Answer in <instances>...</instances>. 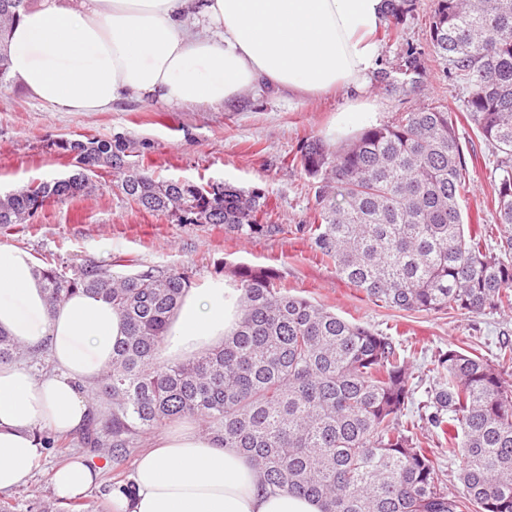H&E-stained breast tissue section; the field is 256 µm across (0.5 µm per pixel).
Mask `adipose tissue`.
<instances>
[{"mask_svg":"<svg viewBox=\"0 0 512 512\" xmlns=\"http://www.w3.org/2000/svg\"><path fill=\"white\" fill-rule=\"evenodd\" d=\"M386 0H38L9 35V76L58 112L121 100L229 105L246 89L304 100L339 90L345 112L378 106L370 84L383 47ZM241 318L223 283L187 289L160 351L164 363L223 344ZM0 330L23 348L48 347L56 370L35 378L0 364V492L24 484L44 453L35 431L71 433L94 403L86 388L112 360L125 326L111 304L77 293L49 308L31 256L0 246ZM83 459L55 469L54 494L82 495ZM131 491L113 487L111 512H322L319 502L262 489L235 448L179 421L135 461Z\"/></svg>","mask_w":512,"mask_h":512,"instance_id":"1","label":"adipose tissue"}]
</instances>
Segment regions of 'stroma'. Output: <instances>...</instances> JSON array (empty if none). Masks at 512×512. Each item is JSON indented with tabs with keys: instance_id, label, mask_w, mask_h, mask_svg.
Segmentation results:
<instances>
[{
	"instance_id": "1",
	"label": "stroma",
	"mask_w": 512,
	"mask_h": 512,
	"mask_svg": "<svg viewBox=\"0 0 512 512\" xmlns=\"http://www.w3.org/2000/svg\"><path fill=\"white\" fill-rule=\"evenodd\" d=\"M372 93L381 107L370 115L372 125L424 102L440 101L457 111V131L471 174L461 206L465 214L494 223L492 171L497 153L474 133L462 113L471 88L456 86L433 66L422 93L409 95L380 86ZM343 105V95L336 92L306 101L248 89L236 104L225 106L132 100L99 112H56L13 81H5L0 85V190L67 176L71 158L62 141L121 136L131 146L129 162L160 178L263 189L268 197L267 220L283 225L284 231L240 241L219 224H188L169 214L143 210L116 188L113 173L103 170L96 175L100 184L96 194L46 203L33 224L0 228V245L27 251L38 266L77 265L90 258L108 263L120 258L126 273L185 269L196 288L229 281L232 264L274 268L290 294L387 334L405 350L414 389L408 414L418 420L436 380L438 355L451 347L468 346L493 358L499 340H512V310L468 314L381 307L339 279L309 241L295 235L296 225L313 221V191L310 179L292 159L311 140L330 147L341 144L336 130ZM70 439L72 445L64 452L45 450L28 482L0 493V502H9L12 512H27L34 503L64 512L66 504L54 495L50 474L56 466L80 456L100 471L81 501L86 512H103L106 492L113 484L130 481L135 459L130 456L114 463L84 448L78 434Z\"/></svg>"
}]
</instances>
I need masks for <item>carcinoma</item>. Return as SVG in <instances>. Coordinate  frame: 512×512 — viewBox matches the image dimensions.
Segmentation results:
<instances>
[{"instance_id": "carcinoma-1", "label": "carcinoma", "mask_w": 512, "mask_h": 512, "mask_svg": "<svg viewBox=\"0 0 512 512\" xmlns=\"http://www.w3.org/2000/svg\"><path fill=\"white\" fill-rule=\"evenodd\" d=\"M27 0H0V85L8 26ZM399 30L419 0H387ZM432 62L474 88L464 112L502 156L493 180L498 250L489 225L464 222L470 179L456 113L427 103L392 122L364 127L332 150L312 140L292 159L311 179L313 223L299 227L336 276L383 306L408 312L481 314L512 309V0H432ZM428 65L414 45L400 48L374 83L416 90ZM76 170L66 180L32 181L0 193V226L28 224L49 200L99 191L87 169H115L117 188L149 212L190 224H222L244 241L273 236L263 190L161 181L125 164L122 140H70ZM50 307L74 293L112 303L126 326L112 363L90 389L106 400L81 444L120 461L168 423L188 418L226 448L248 456L265 487L320 501L323 512H512V342L496 362L466 349L439 354L441 381L427 391L421 419L460 461L461 492L446 490L434 451L407 434L410 367L393 339L288 293L271 268L239 265L230 286L242 317L224 344L160 363L170 319L190 275L147 269L119 275L87 260L37 269ZM24 350L0 331V363Z\"/></svg>"}]
</instances>
